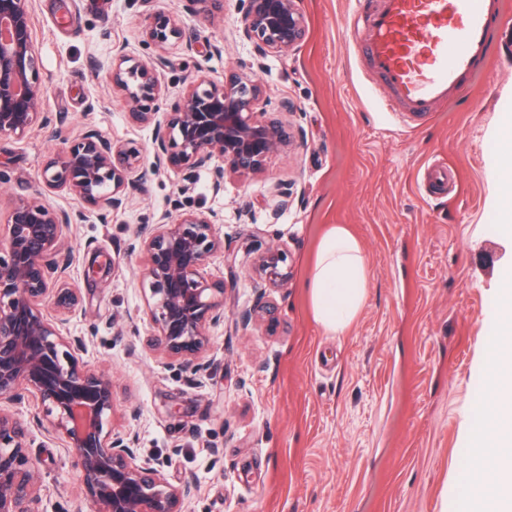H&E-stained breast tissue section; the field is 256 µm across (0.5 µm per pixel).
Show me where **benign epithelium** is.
I'll return each instance as SVG.
<instances>
[{
	"label": "benign epithelium",
	"mask_w": 512,
	"mask_h": 512,
	"mask_svg": "<svg viewBox=\"0 0 512 512\" xmlns=\"http://www.w3.org/2000/svg\"><path fill=\"white\" fill-rule=\"evenodd\" d=\"M241 38L256 59L289 52L305 36L300 0H245ZM145 34L158 51L142 63L116 48L112 84L126 95L129 121L154 126L153 161L137 143H114L90 128L44 166L47 187L65 191L101 210L100 218L127 206L129 188L162 171L190 178L210 171L214 191L231 174L250 179L267 158L292 145L295 134L275 112L257 113L261 83L237 71L222 81L193 79L181 100L164 107L157 67L168 46L184 38L169 14L147 17ZM41 60L34 45L29 0H0V134L23 137L39 128L55 134L64 116L43 111ZM270 218L291 205L283 187ZM169 221L142 226L130 249L147 258L149 313L158 327L155 346L171 361L200 376L210 346L209 328L224 318L218 297L224 284L205 277L209 258L224 249L213 212L180 211ZM81 215L55 210L38 197L16 200L9 213L6 246H0V404L37 398L45 418L25 422L0 408V512H40L38 461L29 451L31 428L47 426L72 448L92 512H183L190 484L170 483L160 465L144 459L135 439L112 434V379L82 358L84 337L62 328L81 306L69 281L67 231ZM287 253L267 247L255 265L272 287L287 278Z\"/></svg>",
	"instance_id": "1"
}]
</instances>
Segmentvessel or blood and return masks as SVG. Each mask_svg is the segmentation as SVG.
<instances>
[{
  "mask_svg": "<svg viewBox=\"0 0 512 512\" xmlns=\"http://www.w3.org/2000/svg\"><path fill=\"white\" fill-rule=\"evenodd\" d=\"M503 0H353L346 24L357 58L387 89V112L424 117L488 63Z\"/></svg>",
  "mask_w": 512,
  "mask_h": 512,
  "instance_id": "vessel-or-blood-1",
  "label": "vessel or blood"
}]
</instances>
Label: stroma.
<instances>
[{
    "label": "stroma",
    "instance_id": "stroma-1",
    "mask_svg": "<svg viewBox=\"0 0 512 512\" xmlns=\"http://www.w3.org/2000/svg\"><path fill=\"white\" fill-rule=\"evenodd\" d=\"M30 5L44 109L67 120L54 137L0 135V228L13 201L35 194L83 213L68 245L84 302L68 330L85 337L84 361L112 376L113 434L136 438L172 484L194 485L185 512H460L483 355L512 269L494 178L512 117V0L488 68L422 120L381 111L384 85L349 45L350 0H301L304 41L261 60L240 37L243 0H224L211 21L192 0ZM156 12L186 32L157 72L168 103L195 75L219 81L247 66L264 109L299 137L260 176L226 178L218 193L208 170L190 182L161 172L104 221L80 198L47 189L42 170L91 127L151 151L152 127L128 121L109 73L114 46L154 57L144 19ZM434 170L452 175L445 193L424 186ZM281 184L293 201L274 221ZM178 207L217 213L224 240L206 268L224 284V320L209 330L199 383L151 349L158 330L146 310V257L127 251L140 226ZM336 224L358 242L368 274L365 302L340 335L316 323L306 289L320 240ZM271 245L288 253L279 288L254 271L257 248ZM267 304L277 309L274 327L241 322L243 310ZM30 451L40 461L42 512H88L63 441L37 430Z\"/></svg>",
    "mask_w": 512,
    "mask_h": 512
}]
</instances>
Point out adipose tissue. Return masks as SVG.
<instances>
[{
    "label": "adipose tissue",
    "instance_id": "adipose-tissue-1",
    "mask_svg": "<svg viewBox=\"0 0 512 512\" xmlns=\"http://www.w3.org/2000/svg\"><path fill=\"white\" fill-rule=\"evenodd\" d=\"M498 221L512 232V140L503 139L496 169ZM367 293V270L359 245L341 225L322 237L308 294L316 322L343 333ZM496 337L487 349L486 400L463 470L469 489L465 512H512V273L502 278Z\"/></svg>",
    "mask_w": 512,
    "mask_h": 512
}]
</instances>
